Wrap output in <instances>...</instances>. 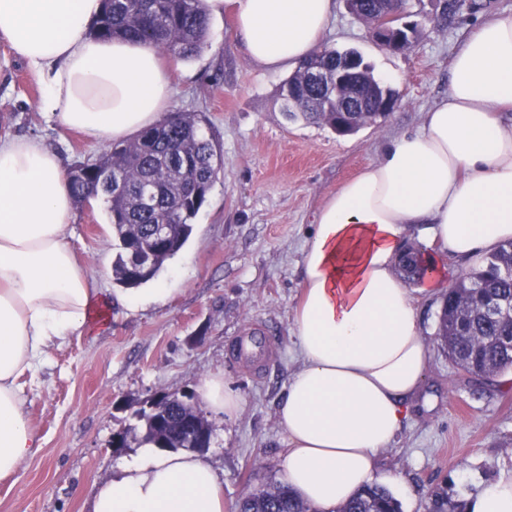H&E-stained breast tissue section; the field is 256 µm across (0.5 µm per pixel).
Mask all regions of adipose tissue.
I'll return each instance as SVG.
<instances>
[{
    "mask_svg": "<svg viewBox=\"0 0 512 512\" xmlns=\"http://www.w3.org/2000/svg\"><path fill=\"white\" fill-rule=\"evenodd\" d=\"M232 11L246 55L267 70L317 51L335 0H204ZM102 0H0V36L41 84L46 119L100 141L135 137L162 118L170 79L153 48L88 34ZM73 199L59 154L34 136L0 140V476L34 454L19 380L49 348L102 313L79 261ZM421 225L422 291L448 283L449 259L474 262L512 240V15L481 21L452 62L447 96L415 131L320 208L293 319L298 364L277 409L281 481L316 512H335L374 479L397 487L381 454L424 390L432 360L396 267ZM512 512V471L467 503ZM91 512H225L224 481L196 454L145 449L98 486Z\"/></svg>",
    "mask_w": 512,
    "mask_h": 512,
    "instance_id": "ef3b65f1",
    "label": "adipose tissue"
}]
</instances>
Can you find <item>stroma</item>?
<instances>
[{"mask_svg":"<svg viewBox=\"0 0 512 512\" xmlns=\"http://www.w3.org/2000/svg\"><path fill=\"white\" fill-rule=\"evenodd\" d=\"M442 3L407 0L417 32L392 51L337 0L324 45L357 50L375 75H389L397 96L386 117L351 135L287 122L279 89L288 71L250 61L231 15L212 20L198 57L165 56L170 111L200 117L223 169L190 239L159 274L167 292L157 301L149 285L115 284V241L102 201L75 206L72 246L103 290L104 322L51 348L36 382L25 383L23 409L42 446L0 477V512H87L95 487L142 451L132 440L113 448V438L157 394L198 392L216 374L245 400L237 419L206 413L212 437L202 457L224 480L225 504L232 510L242 495L278 481L276 408L297 365L293 317L318 209L447 94L453 53L469 31L487 17L512 14V0H470L445 23ZM40 96L37 79L0 37V137H40L68 167L110 150V143L46 123ZM412 297L432 361L425 398L384 451L382 467L405 479L397 496L402 512H425L438 487L467 498L512 469V371L491 386L464 381L434 343L440 295L416 290ZM254 332L263 338L258 362L236 359L232 342Z\"/></svg>","mask_w":512,"mask_h":512,"instance_id":"obj_1","label":"stroma"}]
</instances>
